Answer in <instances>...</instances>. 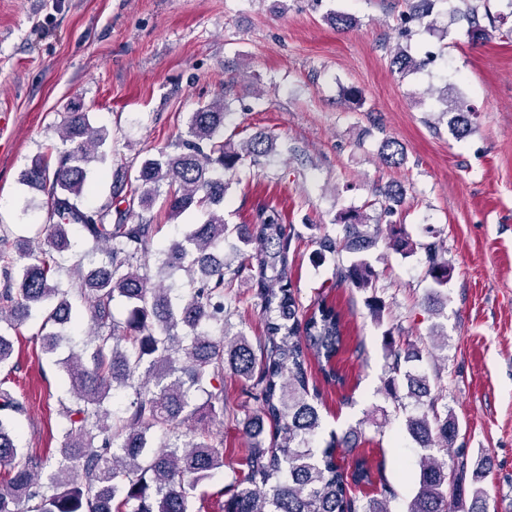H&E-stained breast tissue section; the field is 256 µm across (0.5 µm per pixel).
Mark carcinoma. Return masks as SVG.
<instances>
[{
  "label": "carcinoma",
  "instance_id": "1",
  "mask_svg": "<svg viewBox=\"0 0 512 512\" xmlns=\"http://www.w3.org/2000/svg\"><path fill=\"white\" fill-rule=\"evenodd\" d=\"M405 18L435 30L429 0ZM428 65L405 49L394 51L391 66L410 74ZM452 86L438 90L441 114H453L448 125L457 136L468 133L467 106L449 97ZM228 99L216 98L190 114L187 129L172 143L174 152L146 158L134 174L131 193L147 207L161 197L168 217L195 210L203 220L186 225L184 236L153 249L156 225L133 220V210H112L108 203L85 202L88 167L105 160V129L93 126L86 112H72L60 139L32 160L23 182L46 197V221L29 237L14 238L0 225V366L9 362L10 332L35 312L41 319L37 335L49 352L70 342V296L90 314L91 331L84 352L70 349L62 365L72 399L61 405L65 421L60 457L41 459L19 446L10 414L22 403L0 382V466L10 468L0 485V512H190L197 486L224 467L222 451L205 432L184 430L191 417V394L207 393L212 414L224 415V367L249 383L247 393L258 414L244 425L248 453L243 474L225 485L224 512H389L396 491L379 479L376 497L360 499L352 487L372 482L367 461L359 457L346 471L335 450L352 436L332 435L323 449L315 446L321 426L320 393L310 386L309 359H315L325 383L339 389L344 375L334 359L343 346L341 310L321 300L310 311L299 308L290 276L293 235L281 224L278 211L256 209L252 224L224 222V174L249 162L257 164L273 149V139L257 133L242 143L224 139ZM404 149L395 140L381 146V160L400 165ZM341 234L316 238V256L334 258L346 251L352 258L336 263V286L364 291L373 287L375 271L365 252L373 243L370 218L358 209L340 213ZM78 228L96 266L85 269L75 258L69 238ZM395 250L414 251L402 225H387ZM234 240L232 256L224 254ZM432 287L447 286L452 273L439 246H424ZM70 279L62 282V273ZM180 274L189 289L163 280ZM254 288L265 324L263 341L233 331L228 322L224 290L236 280ZM123 299L126 314L116 321L112 306ZM387 394L397 405L412 399L424 412L406 419L405 429L424 455L419 461L418 487L405 512H448V486H458L472 472L475 481L491 465L485 454L470 467L465 454L439 462L431 450L448 451L459 434L458 421L439 411L426 374L411 368L419 349L389 337ZM132 391L124 407H107L111 393ZM160 434L153 450L152 435ZM54 493L41 490L42 470Z\"/></svg>",
  "mask_w": 512,
  "mask_h": 512
}]
</instances>
